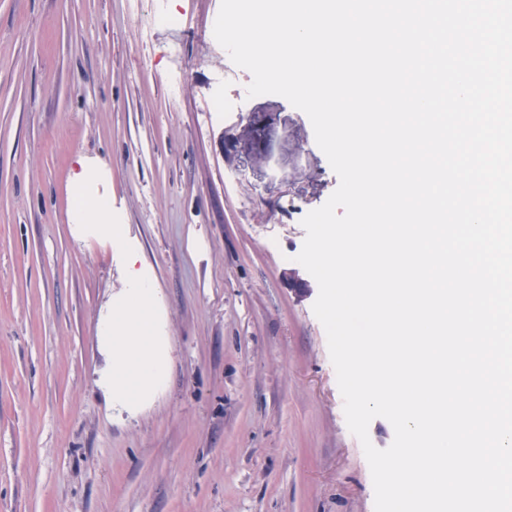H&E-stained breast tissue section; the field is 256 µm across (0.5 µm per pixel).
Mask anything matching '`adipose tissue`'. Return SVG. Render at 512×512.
<instances>
[{
    "label": "adipose tissue",
    "mask_w": 512,
    "mask_h": 512,
    "mask_svg": "<svg viewBox=\"0 0 512 512\" xmlns=\"http://www.w3.org/2000/svg\"><path fill=\"white\" fill-rule=\"evenodd\" d=\"M97 339L110 357L97 385L110 400L138 404L164 380L167 363L155 334L154 290L137 269L128 271L124 302L99 321Z\"/></svg>",
    "instance_id": "obj_1"
}]
</instances>
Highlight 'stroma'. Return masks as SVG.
Masks as SVG:
<instances>
[{
	"instance_id": "stroma-1",
	"label": "stroma",
	"mask_w": 512,
	"mask_h": 512,
	"mask_svg": "<svg viewBox=\"0 0 512 512\" xmlns=\"http://www.w3.org/2000/svg\"><path fill=\"white\" fill-rule=\"evenodd\" d=\"M220 3L0 0V512H374L318 284L288 278L339 178L225 64ZM81 158L120 241L74 219ZM131 252L169 363L133 411L96 384Z\"/></svg>"
}]
</instances>
